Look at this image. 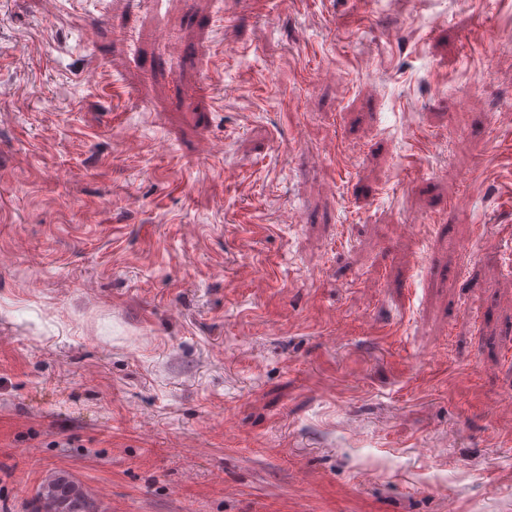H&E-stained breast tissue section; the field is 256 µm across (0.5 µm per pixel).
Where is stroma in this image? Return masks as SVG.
Segmentation results:
<instances>
[{
  "instance_id": "obj_1",
  "label": "stroma",
  "mask_w": 512,
  "mask_h": 512,
  "mask_svg": "<svg viewBox=\"0 0 512 512\" xmlns=\"http://www.w3.org/2000/svg\"><path fill=\"white\" fill-rule=\"evenodd\" d=\"M507 27L0 0V512H512ZM36 512H97L94 501L71 476L58 472L36 494Z\"/></svg>"
}]
</instances>
